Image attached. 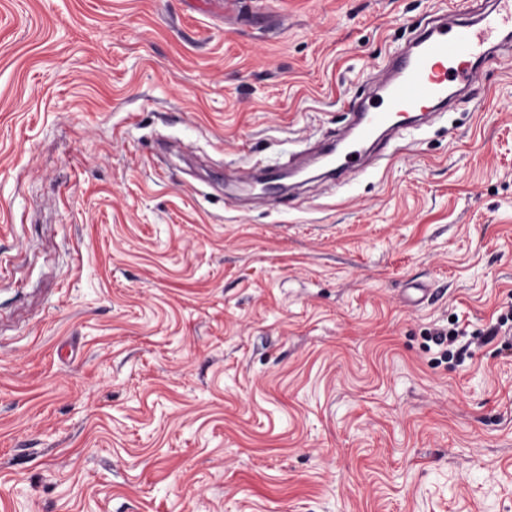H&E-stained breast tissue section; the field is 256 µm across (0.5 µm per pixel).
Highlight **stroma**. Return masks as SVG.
I'll return each mask as SVG.
<instances>
[{
  "label": "stroma",
  "instance_id": "stroma-1",
  "mask_svg": "<svg viewBox=\"0 0 512 512\" xmlns=\"http://www.w3.org/2000/svg\"><path fill=\"white\" fill-rule=\"evenodd\" d=\"M447 8L0 0V512H512V346L425 339L512 307V57L343 186L242 182Z\"/></svg>",
  "mask_w": 512,
  "mask_h": 512
}]
</instances>
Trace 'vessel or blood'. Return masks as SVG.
Returning a JSON list of instances; mask_svg holds the SVG:
<instances>
[{
  "instance_id": "1",
  "label": "vessel or blood",
  "mask_w": 512,
  "mask_h": 512,
  "mask_svg": "<svg viewBox=\"0 0 512 512\" xmlns=\"http://www.w3.org/2000/svg\"><path fill=\"white\" fill-rule=\"evenodd\" d=\"M510 51L512 0H482L454 24L435 19L420 28L381 62L378 87L387 91L386 103L366 98L353 104L356 137L336 165L337 179L359 167L367 150L379 148L378 130L404 138L416 115L445 108L449 87L477 95L485 69Z\"/></svg>"
}]
</instances>
